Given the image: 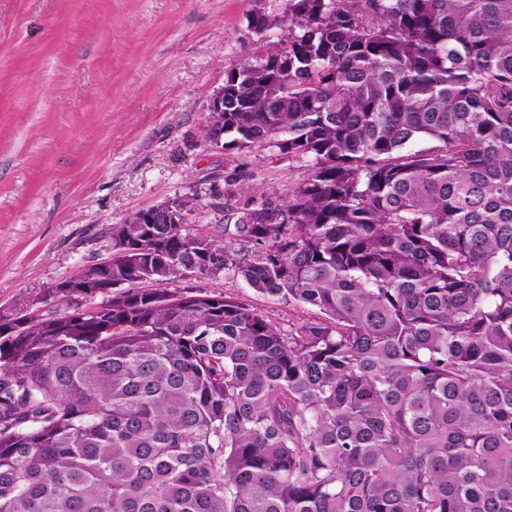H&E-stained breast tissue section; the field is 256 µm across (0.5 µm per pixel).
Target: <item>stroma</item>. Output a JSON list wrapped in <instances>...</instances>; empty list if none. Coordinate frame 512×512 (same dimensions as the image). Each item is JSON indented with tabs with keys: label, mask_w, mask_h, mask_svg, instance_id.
I'll return each mask as SVG.
<instances>
[{
	"label": "stroma",
	"mask_w": 512,
	"mask_h": 512,
	"mask_svg": "<svg viewBox=\"0 0 512 512\" xmlns=\"http://www.w3.org/2000/svg\"><path fill=\"white\" fill-rule=\"evenodd\" d=\"M285 0H0V312L106 259L113 225L215 189L224 215L283 195L307 170L201 136L225 74L253 60L258 13ZM280 328L316 309L204 279Z\"/></svg>",
	"instance_id": "35a3bbf8"
}]
</instances>
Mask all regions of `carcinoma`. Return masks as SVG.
I'll list each match as a JSON object with an SVG mask.
<instances>
[{"label":"carcinoma","mask_w":512,"mask_h":512,"mask_svg":"<svg viewBox=\"0 0 512 512\" xmlns=\"http://www.w3.org/2000/svg\"><path fill=\"white\" fill-rule=\"evenodd\" d=\"M270 25L282 49L225 76L224 150L307 177L213 232L113 225L81 276L119 288L0 334V512H512V0ZM197 284L204 288L203 293L211 295L222 294L226 298H232L249 305L284 330H288L289 325L318 320V311L316 309L295 302L288 303V301L286 302L278 298L257 294L243 282L236 279H202Z\"/></svg>","instance_id":"obj_1"}]
</instances>
